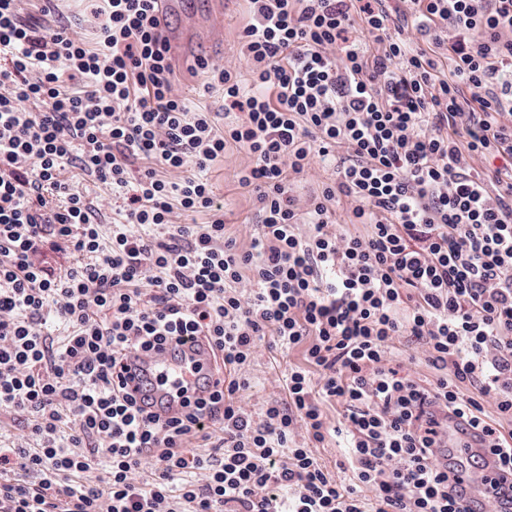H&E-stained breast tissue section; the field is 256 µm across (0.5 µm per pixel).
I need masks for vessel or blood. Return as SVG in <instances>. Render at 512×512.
Returning <instances> with one entry per match:
<instances>
[{
    "instance_id": "vessel-or-blood-1",
    "label": "vessel or blood",
    "mask_w": 512,
    "mask_h": 512,
    "mask_svg": "<svg viewBox=\"0 0 512 512\" xmlns=\"http://www.w3.org/2000/svg\"><path fill=\"white\" fill-rule=\"evenodd\" d=\"M228 8L226 0H212L207 15L201 16L183 9L182 0H157L158 14L164 19L163 37L167 43L168 55L174 67L179 70L198 68L201 58L195 50V41L203 37L212 43L224 41V13ZM180 13L179 26L168 25L172 13ZM214 358L209 344L201 339L186 342L180 357H172L168 348L160 347L138 354L128 378L130 387L148 386L153 398V410L162 417L179 415L184 395L177 393V386H184L187 394L198 397L202 394L201 385L205 378L214 372ZM463 485L469 486L471 493L463 502L464 507L474 508L476 503L495 498L506 473L489 467L482 479L471 480L466 471H459Z\"/></svg>"
}]
</instances>
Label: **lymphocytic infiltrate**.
Wrapping results in <instances>:
<instances>
[{"label":"lymphocytic infiltrate","mask_w":512,"mask_h":512,"mask_svg":"<svg viewBox=\"0 0 512 512\" xmlns=\"http://www.w3.org/2000/svg\"><path fill=\"white\" fill-rule=\"evenodd\" d=\"M20 2L0 0V414L31 443L0 440V512H466L455 470L512 473V0H409L417 49L386 0H248L247 70L201 67L239 114L222 127L175 92L156 0H106L97 49ZM233 148L245 248L208 176ZM317 159L334 177L298 198ZM69 166L121 199L110 241ZM61 251L83 260L55 269ZM199 336L212 392L146 411L128 355ZM266 339L304 361L255 411ZM333 436L334 476L314 453Z\"/></svg>","instance_id":"lymphocytic-infiltrate-1"}]
</instances>
